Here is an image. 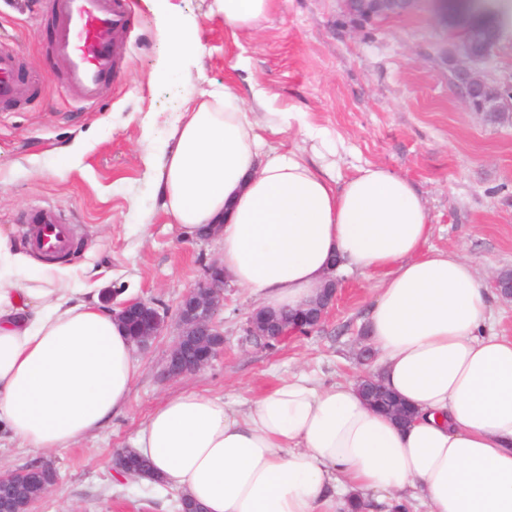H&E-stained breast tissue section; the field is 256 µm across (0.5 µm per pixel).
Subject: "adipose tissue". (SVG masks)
<instances>
[{
	"mask_svg": "<svg viewBox=\"0 0 512 512\" xmlns=\"http://www.w3.org/2000/svg\"><path fill=\"white\" fill-rule=\"evenodd\" d=\"M233 33L276 0H217ZM163 6L165 75H186L192 36ZM159 205L185 240L218 236L228 279L261 306L314 299L331 269L381 274L365 312L384 383L418 411L401 427L355 381L300 374L234 407L193 390L137 432L164 484L206 512H512V336L492 329L497 292L454 251L426 250L427 209L400 175L367 165L345 182L303 154L264 148L235 82L186 106L153 168ZM135 345L71 269L36 262L0 231V440L66 448L121 413Z\"/></svg>",
	"mask_w": 512,
	"mask_h": 512,
	"instance_id": "ef3b65f1",
	"label": "adipose tissue"
}]
</instances>
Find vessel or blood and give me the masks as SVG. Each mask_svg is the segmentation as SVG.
<instances>
[{
    "instance_id": "vessel-or-blood-1",
    "label": "vessel or blood",
    "mask_w": 512,
    "mask_h": 512,
    "mask_svg": "<svg viewBox=\"0 0 512 512\" xmlns=\"http://www.w3.org/2000/svg\"><path fill=\"white\" fill-rule=\"evenodd\" d=\"M53 28L50 48L63 58V83L71 100L82 106L96 103L121 67L119 38L129 26V0H47ZM22 47L0 40V105H15L34 97V86L20 79ZM31 249L54 260L69 255L77 244L75 225L49 207L27 216Z\"/></svg>"
}]
</instances>
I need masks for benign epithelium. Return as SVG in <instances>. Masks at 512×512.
<instances>
[{
  "label": "benign epithelium",
  "instance_id": "7a95c632",
  "mask_svg": "<svg viewBox=\"0 0 512 512\" xmlns=\"http://www.w3.org/2000/svg\"><path fill=\"white\" fill-rule=\"evenodd\" d=\"M382 4L378 13L370 14L371 19L391 17L406 7L408 0H379ZM479 59L460 52L448 62L453 83L472 88L485 82L477 69ZM224 266L213 263L205 276L182 296L176 314L177 337L167 352L161 374L169 380H177L197 373L208 367L224 352V332L218 323V316L224 310ZM336 278L329 279L318 296L295 311L280 317L258 306L253 308L246 319L245 333L248 336H269L280 343L290 335L301 332L311 333L322 324L329 310L336 304ZM113 317L122 323L136 326L132 341L141 349L149 347L152 341L168 326L164 309L153 301L132 299L112 306ZM31 479L43 493H49L59 482L57 469L47 464H34L21 471L0 472V512H31L35 502L22 504L19 496V481Z\"/></svg>",
  "mask_w": 512,
  "mask_h": 512
}]
</instances>
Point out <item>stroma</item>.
Instances as JSON below:
<instances>
[{"instance_id":"obj_1","label":"stroma","mask_w":512,"mask_h":512,"mask_svg":"<svg viewBox=\"0 0 512 512\" xmlns=\"http://www.w3.org/2000/svg\"><path fill=\"white\" fill-rule=\"evenodd\" d=\"M171 2L196 26L191 86L161 76L170 48L160 16L153 0H133L120 71L83 112L64 89V61L48 48L42 0H0V35L22 44L21 71L38 87L30 101L0 111V230L24 239L25 212L53 207L79 235L60 263L94 266L88 285L100 301L140 298L175 313L223 245L179 238L155 200L148 160L185 97L231 79L267 93L258 117L270 146L334 154L341 182L367 164L392 170L425 203L430 248L458 250L486 286L512 269V121L493 125L464 105L442 58L459 37L437 26L430 7L356 30L341 24L338 0H276L258 30L235 34L215 0ZM288 112L301 113L302 125L287 124ZM148 127L154 140L144 137ZM338 279L339 301L320 330L273 351L246 342V317L259 301L228 284L218 317L224 353L208 368L164 379L175 334L166 328L150 350L136 351L140 369L123 413L67 448L2 443L0 470L54 463L60 481L33 512H176L177 491L116 474L114 451L131 447L153 408L184 390L239 403L300 372L322 384L377 372L376 358L361 355L369 345L361 317L376 280Z\"/></svg>"}]
</instances>
